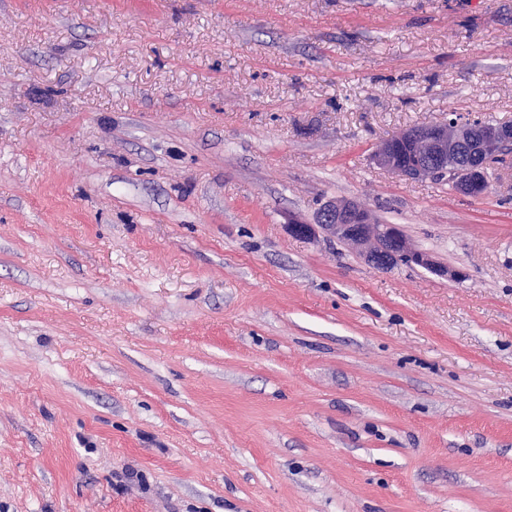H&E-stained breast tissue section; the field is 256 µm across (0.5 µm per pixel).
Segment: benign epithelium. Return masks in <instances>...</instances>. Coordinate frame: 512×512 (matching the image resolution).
Returning a JSON list of instances; mask_svg holds the SVG:
<instances>
[{
  "mask_svg": "<svg viewBox=\"0 0 512 512\" xmlns=\"http://www.w3.org/2000/svg\"><path fill=\"white\" fill-rule=\"evenodd\" d=\"M469 145L470 162L450 164L460 145ZM512 146V123L487 124L456 113L448 119L411 128L396 140L380 143L372 154L378 166L412 179H448L454 191L476 198L484 193L485 172ZM320 227L330 235L360 248L365 261L376 269L398 263L417 265L448 279L462 275L458 269L440 265L427 252L413 248L394 224H382L369 210L352 199L327 200L317 214V225L294 220L291 232L308 237Z\"/></svg>",
  "mask_w": 512,
  "mask_h": 512,
  "instance_id": "obj_1",
  "label": "benign epithelium"
}]
</instances>
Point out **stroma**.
Segmentation results:
<instances>
[{
    "label": "stroma",
    "instance_id": "35a3bbf8",
    "mask_svg": "<svg viewBox=\"0 0 512 512\" xmlns=\"http://www.w3.org/2000/svg\"><path fill=\"white\" fill-rule=\"evenodd\" d=\"M452 112L512 0H0V512H512V169L372 160ZM317 224L294 220L289 224L297 236L315 235L314 226L360 248L365 261L376 269H388L399 262L417 265L448 279L459 278V269L440 265L427 252L413 248L394 224H380L376 216L352 199L327 200L317 214Z\"/></svg>",
    "mask_w": 512,
    "mask_h": 512
}]
</instances>
